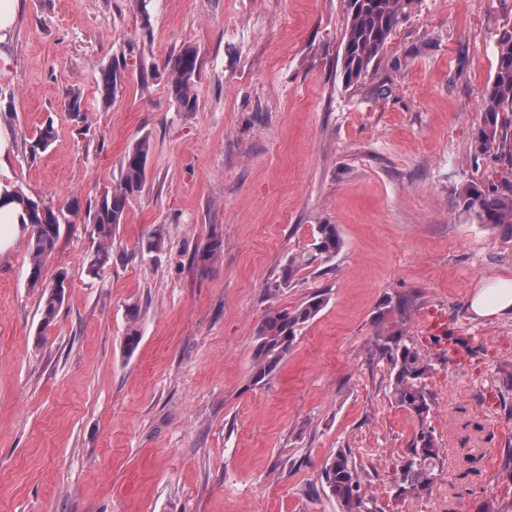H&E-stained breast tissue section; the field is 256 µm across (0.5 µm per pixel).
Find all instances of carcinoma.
Segmentation results:
<instances>
[{"label":"carcinoma","mask_w":512,"mask_h":512,"mask_svg":"<svg viewBox=\"0 0 512 512\" xmlns=\"http://www.w3.org/2000/svg\"><path fill=\"white\" fill-rule=\"evenodd\" d=\"M414 0H350V20L345 33L341 68L346 82H357L384 47L400 19L410 12ZM496 66L493 79L483 95L481 121L475 132V149L485 155L503 152L506 143L504 130L509 124L505 113L512 112V26L502 27L497 34ZM169 91L180 108L190 112L196 105L192 91L198 70V52L187 47L165 60ZM124 73L118 66L101 72V92L104 101L112 100L121 89ZM53 137V126L40 128L26 143L30 157L46 149ZM149 138L137 140L120 160L121 179L117 186L105 190L81 211L79 200H72L56 209L53 203L41 197L34 198L16 187L4 193L3 200L19 204L24 217L21 227L30 231L28 240L29 281L36 286L43 267L55 252L60 228L81 215L94 225L97 248L84 260L88 274L102 277L112 258V233L121 223L130 197L142 191L145 181ZM460 203L471 219L497 229L512 238V184L471 183L459 193ZM311 250L288 256L277 287L291 282L294 273L315 261L329 259L341 249L336 225L317 224ZM222 242L211 238L197 253V259L211 264L220 257ZM64 295L52 285L45 287L40 299L41 330L51 327ZM322 299L314 296L289 311L272 310L265 317L257 333L254 365L251 379L259 384L268 380L293 348L299 327L312 319L321 309ZM141 338L138 313H129L124 347L135 350ZM375 346L381 358L390 367L391 398L395 404L416 416L420 423L412 443L411 455L397 469L395 497L419 495L430 489L434 470L439 460V448L433 432L425 427L431 406L425 379L429 365L416 345L398 333L383 328L376 336ZM368 473L357 464L350 450L340 448L325 463L322 479L331 496L343 512H373L372 498L366 492Z\"/></svg>","instance_id":"cac0c4a2"}]
</instances>
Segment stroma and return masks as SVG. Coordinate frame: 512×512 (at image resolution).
<instances>
[{
	"instance_id": "obj_1",
	"label": "stroma",
	"mask_w": 512,
	"mask_h": 512,
	"mask_svg": "<svg viewBox=\"0 0 512 512\" xmlns=\"http://www.w3.org/2000/svg\"><path fill=\"white\" fill-rule=\"evenodd\" d=\"M349 13L348 0H20L0 42V181L86 202L118 184L135 140L150 153L102 278L82 268L93 225L62 226L43 279L64 271L68 286L48 329L28 235L0 226V512H342L321 474L339 448L367 469L376 512L512 500V317L468 308L512 278V239L457 203L466 183L512 181V154L474 149L512 0H415L354 84ZM187 46L192 112L163 69ZM114 62L126 80L106 107L98 82ZM46 124L55 137L29 160L24 140ZM325 222L340 251L279 287ZM157 228L163 244L146 251ZM213 236L223 253L205 266ZM316 294L322 309L254 384L267 313ZM393 320L430 366L422 423L392 402L373 351ZM422 424L440 448L433 486L395 498Z\"/></svg>"
}]
</instances>
